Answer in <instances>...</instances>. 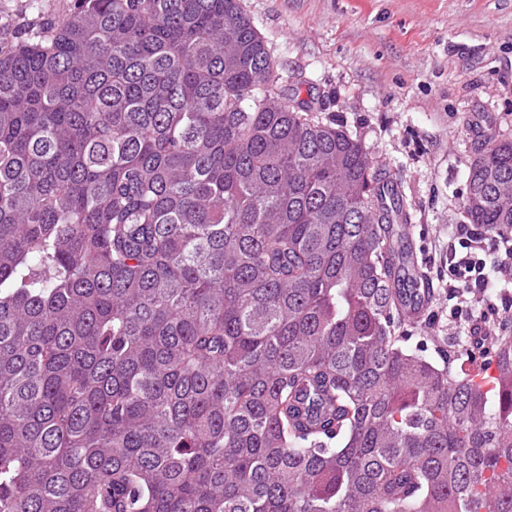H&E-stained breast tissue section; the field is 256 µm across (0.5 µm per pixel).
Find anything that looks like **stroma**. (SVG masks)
<instances>
[{"label": "stroma", "instance_id": "obj_1", "mask_svg": "<svg viewBox=\"0 0 512 512\" xmlns=\"http://www.w3.org/2000/svg\"><path fill=\"white\" fill-rule=\"evenodd\" d=\"M73 0H0V39L19 18L54 19ZM289 88L344 123L400 182L406 229L432 300L407 324L411 343L457 369L469 312L450 316L448 242L467 223L469 162L492 136L512 137V0H243Z\"/></svg>", "mask_w": 512, "mask_h": 512}]
</instances>
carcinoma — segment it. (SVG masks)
Returning <instances> with one entry per match:
<instances>
[{
	"label": "carcinoma",
	"instance_id": "obj_1",
	"mask_svg": "<svg viewBox=\"0 0 512 512\" xmlns=\"http://www.w3.org/2000/svg\"><path fill=\"white\" fill-rule=\"evenodd\" d=\"M286 82L240 0L0 41V512H512V338L401 344L402 187Z\"/></svg>",
	"mask_w": 512,
	"mask_h": 512
}]
</instances>
